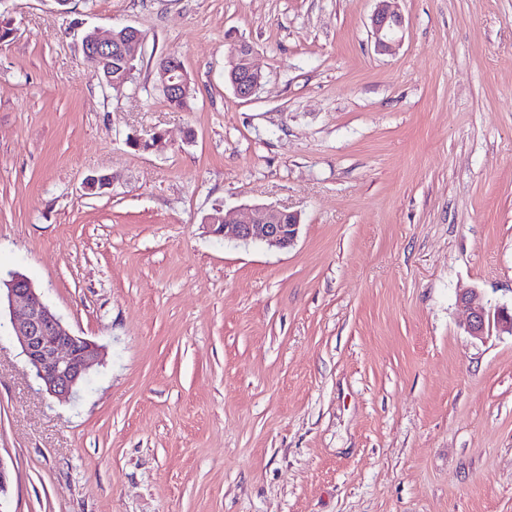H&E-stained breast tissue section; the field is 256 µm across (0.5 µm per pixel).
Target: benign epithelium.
Listing matches in <instances>:
<instances>
[{
  "mask_svg": "<svg viewBox=\"0 0 512 512\" xmlns=\"http://www.w3.org/2000/svg\"><path fill=\"white\" fill-rule=\"evenodd\" d=\"M403 27L400 12L382 8L372 18L375 45L381 52L392 50L398 31ZM238 48L230 52L228 69L244 67L251 81L234 83L236 93L242 98L252 96L261 86L263 76L252 63V54L240 58ZM112 52V35L96 34L95 40L87 47V56L102 61ZM162 86L169 95L179 94L186 89L183 80L174 72L161 71ZM297 214L275 206L257 205L251 208L249 220L212 224L216 235L226 239L244 242H265L271 246L288 248L294 244L299 233ZM0 292L7 301L13 317L12 327L29 364L35 370L45 391L57 398H66L85 379L100 355L99 346L86 338L75 335L43 301L38 289L24 275L11 273L0 278ZM460 301L469 311L467 332L480 338L490 326L501 333L512 335V311L499 307L490 311L480 292L475 288L463 290Z\"/></svg>",
  "mask_w": 512,
  "mask_h": 512,
  "instance_id": "obj_1",
  "label": "benign epithelium"
}]
</instances>
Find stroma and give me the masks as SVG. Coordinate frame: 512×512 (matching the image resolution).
I'll use <instances>...</instances> for the list:
<instances>
[{"instance_id":"stroma-1","label":"stroma","mask_w":512,"mask_h":512,"mask_svg":"<svg viewBox=\"0 0 512 512\" xmlns=\"http://www.w3.org/2000/svg\"><path fill=\"white\" fill-rule=\"evenodd\" d=\"M379 6L0 0V273L103 349L58 399L0 324V512H512V335L457 300L512 306V0H398L385 54ZM122 26L117 95L81 36ZM264 204L292 247L204 224ZM403 27V17L400 12L388 8L379 9L372 18L375 45L381 52L392 50L398 31ZM246 43H238L236 44L229 55L228 61V70L234 69L237 67H244L247 74L251 77V81H236L234 83L236 93L242 98H248L252 96L261 86L263 76L261 72L256 69L252 63V49L249 47V53L242 58L238 57V51L236 49L240 48L241 45ZM157 66L159 69L165 67L175 71L178 75H185V79L188 83L187 92L178 97L171 98L168 95H175L184 92L186 89V85L181 79V77H177L174 75L173 71L160 70L162 77V86L168 95H166L164 91L163 92L168 103L176 108L186 107L188 102L194 96L195 87L194 85H192V81L184 68L183 62L181 61L179 54L173 52L164 55L158 60ZM459 299L469 311L466 329L471 336H484L490 325H495L501 333L512 335V308L509 312L507 308L499 307L492 314L480 292L474 288L464 289L459 294Z\"/></svg>"}]
</instances>
